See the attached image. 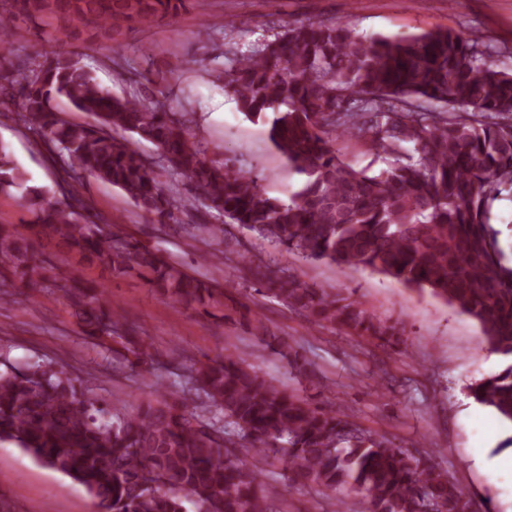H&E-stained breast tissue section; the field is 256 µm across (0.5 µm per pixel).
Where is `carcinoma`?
<instances>
[{
    "label": "carcinoma",
    "mask_w": 512,
    "mask_h": 512,
    "mask_svg": "<svg viewBox=\"0 0 512 512\" xmlns=\"http://www.w3.org/2000/svg\"><path fill=\"white\" fill-rule=\"evenodd\" d=\"M188 0H0V16L61 22L58 49L43 63L0 75V112L15 115L63 161L62 198L29 184L0 142V192L18 189L34 216L20 232L0 224V300L7 287L34 292L53 282L83 337L105 354L152 359L135 331L117 333L105 292L87 275H136L161 295L208 316L216 285L190 275L133 239L106 232L78 186L87 174L118 188L140 211L170 218L180 186L224 217L202 235L237 224L310 261H328L428 290L479 325L505 360L471 395L512 424V266L491 224L490 204L512 188V72L478 50L480 37L440 30L393 38L364 36L345 23L298 21L225 69H211L248 118L304 182L289 200L262 192L250 172L207 158L185 112H171L162 90L115 95L67 49L72 30L130 22L177 21ZM65 98L84 123L63 120ZM369 143L385 168L342 159L333 134ZM148 141L150 159L134 148ZM162 167L169 183L154 168ZM54 240L71 260L54 266L39 246ZM254 275L265 292L317 325L343 327L396 347L404 328L270 266ZM203 400L206 420L186 407ZM0 441L81 485L93 512H282L265 469L244 457L273 458L299 485L347 490L367 512H472L471 500L431 458L397 448L348 416L313 404L227 353L192 368L178 401H143L128 414L92 394L58 361H0Z\"/></svg>",
    "instance_id": "carcinoma-1"
}]
</instances>
